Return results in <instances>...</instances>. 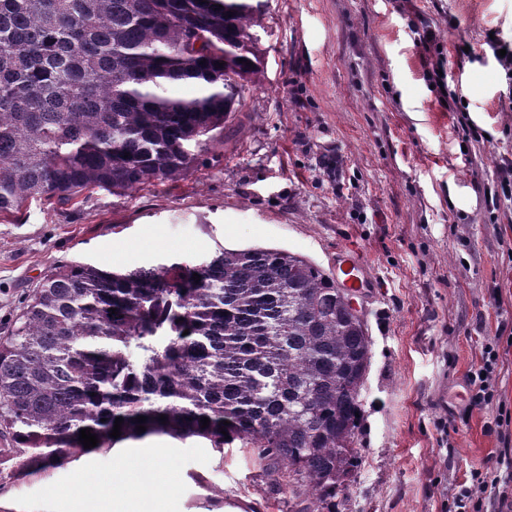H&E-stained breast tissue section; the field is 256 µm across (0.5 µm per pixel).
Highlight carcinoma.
I'll use <instances>...</instances> for the list:
<instances>
[{"label": "carcinoma", "mask_w": 512, "mask_h": 512, "mask_svg": "<svg viewBox=\"0 0 512 512\" xmlns=\"http://www.w3.org/2000/svg\"><path fill=\"white\" fill-rule=\"evenodd\" d=\"M263 16L261 0H0V217L129 195L223 152L261 73ZM171 83L198 93L171 98ZM370 351L335 278L286 250L125 272L62 264L0 336V437L24 474L86 452L85 428L105 451L154 434L237 444L296 512H336Z\"/></svg>", "instance_id": "carcinoma-1"}]
</instances>
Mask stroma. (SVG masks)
<instances>
[{
	"instance_id": "obj_1",
	"label": "stroma",
	"mask_w": 512,
	"mask_h": 512,
	"mask_svg": "<svg viewBox=\"0 0 512 512\" xmlns=\"http://www.w3.org/2000/svg\"><path fill=\"white\" fill-rule=\"evenodd\" d=\"M261 79L248 84L224 154L175 182L0 218V333L52 267L198 264L267 246L337 276L355 245L377 281L362 300L371 359L360 459L336 512H443L456 485L512 438V197L489 194L512 164V87L488 31L512 40V0H265ZM434 30L444 81L419 37ZM472 53H458L459 42ZM465 98L449 111L445 92ZM459 190L448 199L449 185ZM501 296L492 306V293ZM497 397L469 409L483 343ZM455 420L442 433L438 420ZM0 438V512H291L245 449L151 436L59 468L18 474Z\"/></svg>"
}]
</instances>
